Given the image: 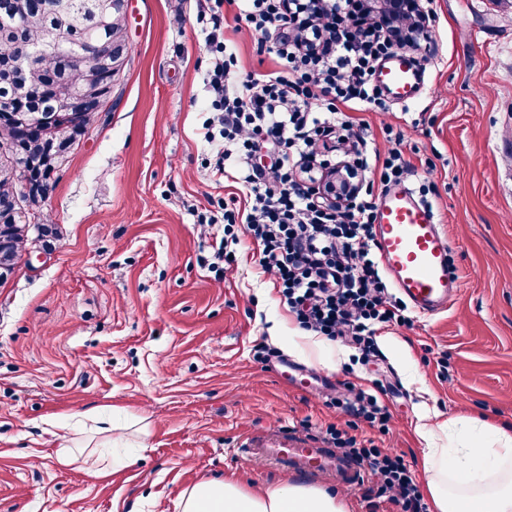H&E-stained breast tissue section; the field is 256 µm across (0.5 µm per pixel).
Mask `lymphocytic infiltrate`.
Masks as SVG:
<instances>
[{
    "label": "lymphocytic infiltrate",
    "instance_id": "obj_1",
    "mask_svg": "<svg viewBox=\"0 0 512 512\" xmlns=\"http://www.w3.org/2000/svg\"><path fill=\"white\" fill-rule=\"evenodd\" d=\"M246 2L236 19L258 33V46L270 49L275 67L235 83L230 73L238 59L225 53L224 0H202L196 16L212 55L207 91L217 123L203 137L216 154L215 176L226 177L227 161L237 160L246 196L244 208L225 207L224 219L243 224L262 272L302 330L370 359L379 354L380 331L411 325L412 318L391 293L375 251L378 195L359 183L369 166L368 128L348 112L380 105L372 75L398 44L381 36L365 0ZM260 151L270 155L269 165H253ZM339 169L352 190L333 205L319 182ZM385 391L375 379L331 402L385 435L391 415L378 401ZM328 433L366 469L392 512H427L401 455L334 425Z\"/></svg>",
    "mask_w": 512,
    "mask_h": 512
}]
</instances>
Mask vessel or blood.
I'll return each mask as SVG.
<instances>
[{
    "instance_id": "vessel-or-blood-1",
    "label": "vessel or blood",
    "mask_w": 512,
    "mask_h": 512,
    "mask_svg": "<svg viewBox=\"0 0 512 512\" xmlns=\"http://www.w3.org/2000/svg\"><path fill=\"white\" fill-rule=\"evenodd\" d=\"M374 83L386 98L404 105L422 94L425 79L414 59L397 52L377 68ZM375 241L393 287L416 312L432 316L447 311L458 292L457 280L448 235L431 206L408 187L389 188L377 201ZM242 453L274 460L289 473L335 477L349 489L362 477L360 467L337 449L302 434L257 435Z\"/></svg>"
}]
</instances>
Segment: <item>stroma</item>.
<instances>
[{"mask_svg":"<svg viewBox=\"0 0 512 512\" xmlns=\"http://www.w3.org/2000/svg\"><path fill=\"white\" fill-rule=\"evenodd\" d=\"M428 10L421 97L354 113L377 150L388 147L384 124L402 135L418 168L411 189L434 185L426 200L459 283L446 312L415 315L378 342L395 387L383 398L384 444L415 473L425 410L451 425L439 448L476 420L512 427V0H431ZM223 11L228 52L266 73L272 60L237 28L238 6ZM184 13L178 24L169 0H128L129 61L40 217L56 234L0 285V512H176L180 490L201 478L233 472L256 489L285 480L276 464L241 457L244 439L278 428L323 440L348 419L329 391L372 378L353 360L330 371L318 350L296 352L294 319L248 237L234 265L213 267L224 227L201 221L239 189L214 178L200 135L205 33L195 0ZM259 343L286 364L256 362ZM92 412L114 415L111 436L135 464L98 477L58 463L69 437L47 421Z\"/></svg>","mask_w":512,"mask_h":512,"instance_id":"35a3bbf8","label":"stroma"}]
</instances>
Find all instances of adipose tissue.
Segmentation results:
<instances>
[{
	"label": "adipose tissue",
	"mask_w": 512,
	"mask_h": 512,
	"mask_svg": "<svg viewBox=\"0 0 512 512\" xmlns=\"http://www.w3.org/2000/svg\"><path fill=\"white\" fill-rule=\"evenodd\" d=\"M434 512H512V430L474 433L457 448L422 451ZM176 512H347L320 486L286 480L255 492L236 476L202 479L175 501Z\"/></svg>",
	"instance_id": "1"
}]
</instances>
